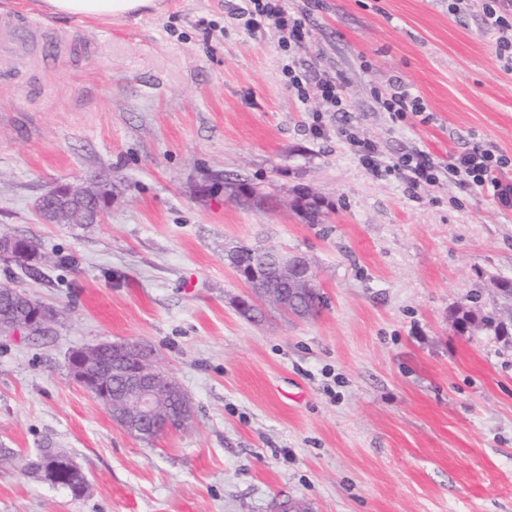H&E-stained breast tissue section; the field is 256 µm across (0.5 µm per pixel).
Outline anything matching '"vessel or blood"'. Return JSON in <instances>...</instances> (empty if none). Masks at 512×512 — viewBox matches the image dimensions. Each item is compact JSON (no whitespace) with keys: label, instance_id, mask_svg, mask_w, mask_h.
<instances>
[{"label":"vessel or blood","instance_id":"obj_1","mask_svg":"<svg viewBox=\"0 0 512 512\" xmlns=\"http://www.w3.org/2000/svg\"><path fill=\"white\" fill-rule=\"evenodd\" d=\"M35 38L46 40L63 54L77 44L73 32L50 27L38 16H0V73L4 72L14 52Z\"/></svg>","mask_w":512,"mask_h":512}]
</instances>
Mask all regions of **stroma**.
<instances>
[{
	"label": "stroma",
	"instance_id": "35a3bbf8",
	"mask_svg": "<svg viewBox=\"0 0 512 512\" xmlns=\"http://www.w3.org/2000/svg\"><path fill=\"white\" fill-rule=\"evenodd\" d=\"M239 3L49 17L92 53L40 42L0 83V234L34 240L42 271L0 262V283L56 312L44 334L0 335V448L52 442L87 479L76 497L0 465V512H512V346L456 328L512 277V212L367 172L342 113L298 101L279 34L247 29ZM298 54L346 77L384 158L421 149L444 170L480 143L512 159V70L479 0H319ZM396 84L429 120L377 108ZM98 173L100 223H42L54 183ZM234 242L307 255L321 313L242 317ZM101 341L151 351L190 426L150 442L114 424L66 368Z\"/></svg>",
	"mask_w": 512,
	"mask_h": 512
}]
</instances>
